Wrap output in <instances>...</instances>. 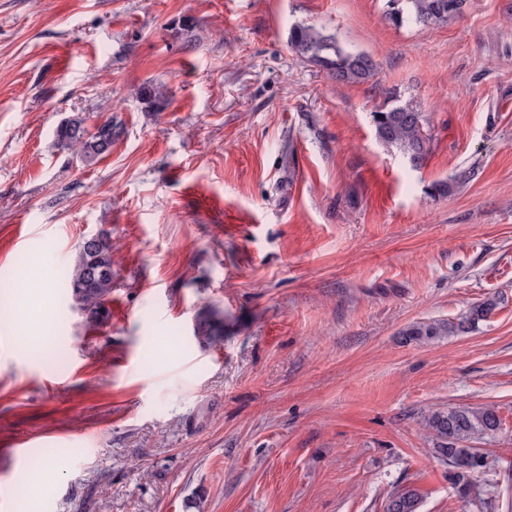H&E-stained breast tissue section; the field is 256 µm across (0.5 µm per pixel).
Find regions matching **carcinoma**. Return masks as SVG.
<instances>
[{"mask_svg":"<svg viewBox=\"0 0 512 512\" xmlns=\"http://www.w3.org/2000/svg\"><path fill=\"white\" fill-rule=\"evenodd\" d=\"M458 0H386L385 17L397 24L410 23L419 27L448 24L461 17ZM289 47L313 63L329 78L342 82H365L376 72V63L364 52L344 47L336 37L305 25L291 29ZM378 139L399 149L417 167L427 152L423 134V113L411 103L396 99L387 101L371 113ZM121 132L118 125L107 120L89 129L87 118L73 115L56 129L59 143L74 148L86 165H93L112 149V141ZM74 307L92 323L108 316L106 304L112 295V236L107 230L99 233L97 242L87 247L78 244L76 258L67 277ZM497 307V299L487 297L471 305L455 322L425 321L401 332L407 343H430L443 336L475 330ZM198 337L209 344L223 341L222 328L204 318L197 326ZM423 426L436 441L435 453L448 466V482L456 496L475 505L481 512H497L495 497H484L478 485V475L490 470L491 462L478 448L471 446L476 439L496 434L501 427L497 410L491 405L459 407L447 411H432L422 418ZM421 499L413 490L391 493L383 512H419Z\"/></svg>","mask_w":512,"mask_h":512,"instance_id":"carcinoma-1","label":"carcinoma"}]
</instances>
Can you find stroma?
Segmentation results:
<instances>
[{
  "label": "stroma",
  "instance_id": "35a3bbf8",
  "mask_svg": "<svg viewBox=\"0 0 512 512\" xmlns=\"http://www.w3.org/2000/svg\"><path fill=\"white\" fill-rule=\"evenodd\" d=\"M384 4L0 0V512H383L405 487L478 512L421 425L462 406L497 407L474 445L512 488V0L430 28ZM299 24L375 77L328 78ZM391 96L425 115L421 166L376 136ZM78 113L122 127L91 166L55 135ZM103 228L91 323L63 275ZM488 297L475 331L401 343ZM289 47L313 63L329 78L342 82H365L375 75L376 63L364 52L344 47L336 37L312 26L291 29Z\"/></svg>",
  "mask_w": 512,
  "mask_h": 512
}]
</instances>
